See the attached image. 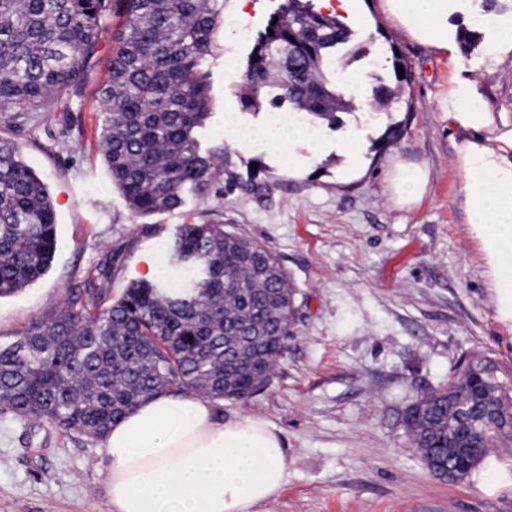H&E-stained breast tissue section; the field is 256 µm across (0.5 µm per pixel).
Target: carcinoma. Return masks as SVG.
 <instances>
[{
	"mask_svg": "<svg viewBox=\"0 0 512 512\" xmlns=\"http://www.w3.org/2000/svg\"><path fill=\"white\" fill-rule=\"evenodd\" d=\"M108 79L98 88L99 145L112 186L133 217L171 212L209 191L219 154L197 130L210 113L205 67L218 49L224 0H119ZM112 0H0V122L36 128L82 97L108 32ZM274 35H269V31ZM338 17L312 0H282L248 57L239 97L261 93L310 121L336 124L345 107L329 76L331 50L350 40ZM54 200L0 137V298L40 279L57 250ZM181 282L137 281L117 299L108 284L118 258L71 290L46 317L0 346V411L102 439L112 424L163 393L245 399L269 381L289 335L293 289L264 247L222 224H182L166 245ZM407 432L426 464L452 481L496 448H512V373L491 356L457 368L443 388L414 402Z\"/></svg>",
	"mask_w": 512,
	"mask_h": 512,
	"instance_id": "carcinoma-1",
	"label": "carcinoma"
}]
</instances>
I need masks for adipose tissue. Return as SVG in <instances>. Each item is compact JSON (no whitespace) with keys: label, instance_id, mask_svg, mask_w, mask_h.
<instances>
[{"label":"adipose tissue","instance_id":"obj_1","mask_svg":"<svg viewBox=\"0 0 512 512\" xmlns=\"http://www.w3.org/2000/svg\"><path fill=\"white\" fill-rule=\"evenodd\" d=\"M412 38L448 46L450 0H383ZM463 157L466 207L497 283L498 315L512 322V170ZM112 512H253L283 488L288 458L275 427L248 415L223 420L193 395H159L105 438Z\"/></svg>","mask_w":512,"mask_h":512}]
</instances>
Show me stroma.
Instances as JSON below:
<instances>
[{
  "label": "stroma",
  "instance_id": "1",
  "mask_svg": "<svg viewBox=\"0 0 512 512\" xmlns=\"http://www.w3.org/2000/svg\"><path fill=\"white\" fill-rule=\"evenodd\" d=\"M279 0H226L219 55L211 77L212 119L202 146L224 150V172L201 196L174 212L133 218L98 153L96 90L108 75L113 41L103 40L79 106L69 148L45 133L14 135L23 159L53 194L61 243L48 272L0 299V344L62 303L110 255L113 296L142 279L144 257L164 265L163 244L180 224L215 222L270 250L286 268L298 314L273 376L257 394L217 400L219 418L259 416L272 423L288 457L279 495L256 512H512V449H498L464 480L435 476L412 448L403 409L437 389L465 355L493 351L512 368V325L497 298L482 244L464 207L465 146L495 147L512 131V10L494 27L477 25L483 0H455L448 47L409 38L382 0H356L348 43L333 51L334 82L360 75L367 103L352 102L335 126L317 124L321 148L295 147L287 168L263 130L270 99L242 110L225 85L226 61L245 68L254 38ZM473 32L468 52L456 40ZM410 66L404 93L377 106L378 86H395L392 62ZM478 94L489 114L476 129L458 114L459 96ZM241 115L237 135L218 120ZM363 142L358 157L343 146ZM428 173L417 202L399 204L390 189L394 163ZM261 192L247 189L248 180ZM104 442L49 423L0 412V512H111Z\"/></svg>",
  "mask_w": 512,
  "mask_h": 512
}]
</instances>
